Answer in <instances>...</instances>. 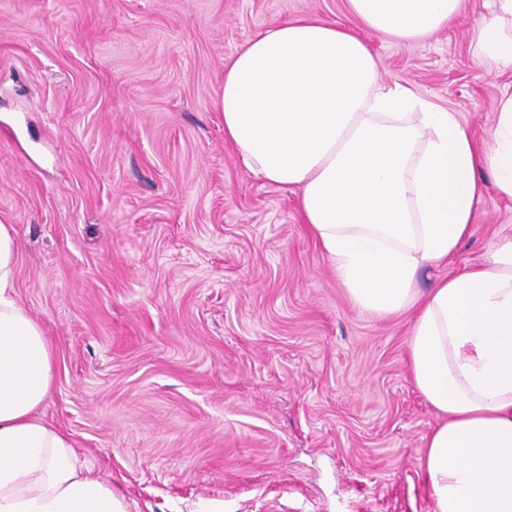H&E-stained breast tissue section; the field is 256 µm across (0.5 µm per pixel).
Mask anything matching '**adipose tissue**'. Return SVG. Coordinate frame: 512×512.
<instances>
[{
  "mask_svg": "<svg viewBox=\"0 0 512 512\" xmlns=\"http://www.w3.org/2000/svg\"><path fill=\"white\" fill-rule=\"evenodd\" d=\"M368 31L421 42L467 0H347ZM470 46L512 70V0H484ZM218 107L253 174L297 190L303 220L350 301L372 317L409 311L411 380L441 421L420 476L433 512H512V227L486 261L419 292L472 230L481 172L512 198V94L492 143L455 113L380 80L369 44L319 17L287 19L236 48ZM14 227L0 223V512H125L67 434L38 410L55 352L14 289Z\"/></svg>",
  "mask_w": 512,
  "mask_h": 512,
  "instance_id": "adipose-tissue-1",
  "label": "adipose tissue"
}]
</instances>
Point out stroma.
<instances>
[{"label": "stroma", "instance_id": "obj_1", "mask_svg": "<svg viewBox=\"0 0 512 512\" xmlns=\"http://www.w3.org/2000/svg\"><path fill=\"white\" fill-rule=\"evenodd\" d=\"M481 12L405 45L346 0H0V222L57 353L39 415L126 512H432L418 463L438 417L408 374L409 315L348 300L297 190L243 166L217 102L235 48L312 15L490 141L512 70L475 62ZM508 224L487 185L420 288Z\"/></svg>", "mask_w": 512, "mask_h": 512}]
</instances>
